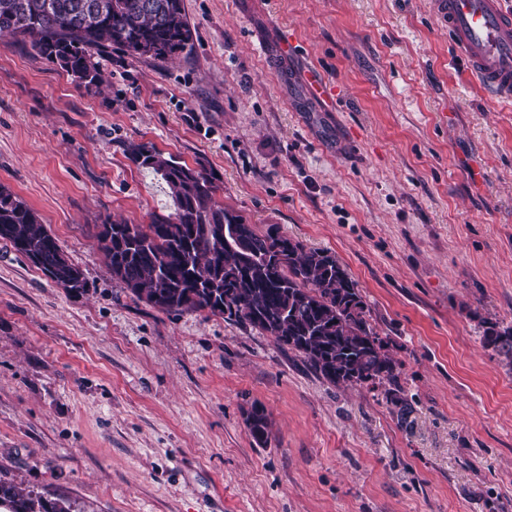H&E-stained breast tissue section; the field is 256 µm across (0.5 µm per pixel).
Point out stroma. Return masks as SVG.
<instances>
[{
  "label": "stroma",
  "mask_w": 512,
  "mask_h": 512,
  "mask_svg": "<svg viewBox=\"0 0 512 512\" xmlns=\"http://www.w3.org/2000/svg\"><path fill=\"white\" fill-rule=\"evenodd\" d=\"M430 2L184 0L191 53L105 49L99 87L0 37V184L88 281L66 291L0 240V477L72 512H512V367L480 328L512 324V105ZM133 144L345 266L407 421L385 384L329 385L251 327L113 279L97 225L175 211ZM245 423L254 441L258 445L267 443L270 435V423L265 410L257 405L246 412Z\"/></svg>",
  "instance_id": "1"
}]
</instances>
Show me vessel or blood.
Returning <instances> with one entry per match:
<instances>
[{"label":"vessel or blood","mask_w":512,"mask_h":512,"mask_svg":"<svg viewBox=\"0 0 512 512\" xmlns=\"http://www.w3.org/2000/svg\"><path fill=\"white\" fill-rule=\"evenodd\" d=\"M434 16L494 96L512 103V10L504 0H432Z\"/></svg>","instance_id":"vessel-or-blood-1"}]
</instances>
